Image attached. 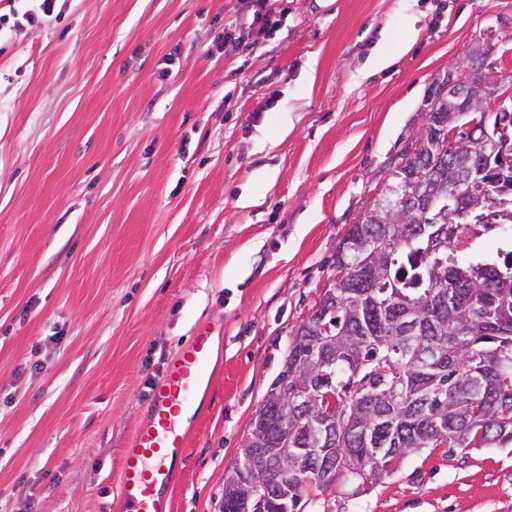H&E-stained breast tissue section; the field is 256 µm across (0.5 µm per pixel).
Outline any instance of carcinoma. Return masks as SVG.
Segmentation results:
<instances>
[{"mask_svg": "<svg viewBox=\"0 0 512 512\" xmlns=\"http://www.w3.org/2000/svg\"><path fill=\"white\" fill-rule=\"evenodd\" d=\"M422 162L407 142L387 168L399 183ZM483 195L512 212L489 176ZM406 224H353L335 255L336 287L295 329L278 382L288 428L262 400L243 447L288 449V475L267 493L231 491L224 512H300L329 477L378 479L418 448L512 445V246L456 260L457 225L434 200ZM370 237L377 252H350Z\"/></svg>", "mask_w": 512, "mask_h": 512, "instance_id": "obj_1", "label": "carcinoma"}]
</instances>
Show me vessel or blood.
Wrapping results in <instances>:
<instances>
[{
	"label": "vessel or blood",
	"mask_w": 512,
	"mask_h": 512,
	"mask_svg": "<svg viewBox=\"0 0 512 512\" xmlns=\"http://www.w3.org/2000/svg\"><path fill=\"white\" fill-rule=\"evenodd\" d=\"M212 357V328L198 324L191 340L155 379L146 414L122 450L117 473L120 512H173L177 463L210 382Z\"/></svg>",
	"instance_id": "1"
}]
</instances>
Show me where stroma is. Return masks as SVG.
Returning a JSON list of instances; mask_svg holds the SVG:
<instances>
[{
    "label": "stroma",
    "mask_w": 512,
    "mask_h": 512,
    "mask_svg": "<svg viewBox=\"0 0 512 512\" xmlns=\"http://www.w3.org/2000/svg\"><path fill=\"white\" fill-rule=\"evenodd\" d=\"M247 2L64 0L0 30V512H117L121 452L202 321L212 379L172 497L221 512L434 77L491 30L512 79V0H278L279 28L224 54ZM302 512H512V447L421 448ZM35 2L31 8L27 9L22 17L26 23L32 28L36 29L41 27L46 17L54 15L58 0H20Z\"/></svg>",
    "instance_id": "1"
}]
</instances>
